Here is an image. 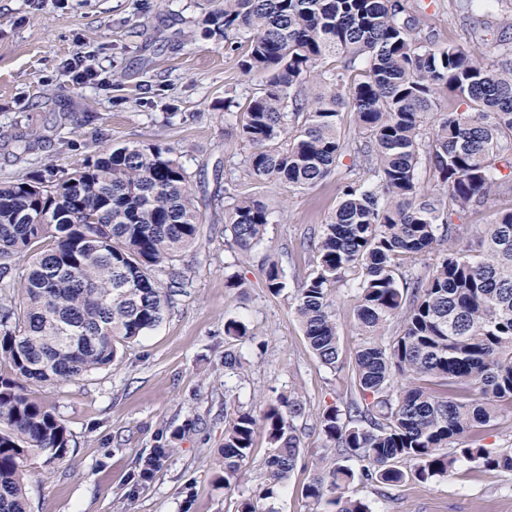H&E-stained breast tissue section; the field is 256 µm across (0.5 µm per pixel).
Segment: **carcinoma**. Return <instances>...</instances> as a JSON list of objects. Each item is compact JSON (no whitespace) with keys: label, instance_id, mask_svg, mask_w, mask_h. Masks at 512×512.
Here are the masks:
<instances>
[{"label":"carcinoma","instance_id":"1","mask_svg":"<svg viewBox=\"0 0 512 512\" xmlns=\"http://www.w3.org/2000/svg\"><path fill=\"white\" fill-rule=\"evenodd\" d=\"M451 2L474 26L486 24L491 0ZM205 24L227 50L245 49L238 66L259 86L243 106L224 99L225 119L240 114L236 135L249 147L252 179L307 190L347 155L373 178L341 183L335 213L310 238L313 266L291 295L321 365L339 361L341 287L355 289L364 337L350 363V401L319 416L330 455L305 487L315 512H372L350 486L399 487L403 463L420 482L461 459L511 472L512 448H448L495 426L499 402L512 400V210L464 247V226L453 222L512 197V16L490 66L414 34L404 0H224ZM442 92L462 111L437 115ZM347 108L355 144L343 131ZM421 169L434 188L422 185ZM231 199L224 233L234 256L246 258L265 239L270 211L252 194ZM201 224L190 175L161 142L89 155L70 172L45 164L0 184V362L10 367L0 372V512H27L30 455L60 460L70 443L30 386L109 366L117 346L157 328L172 293L187 286L173 261L196 247ZM263 283L274 296L287 288L271 254ZM15 286L18 302L1 296ZM394 322L399 331L386 341ZM224 335L234 342L253 333L230 318ZM303 416L297 392L275 389L253 412L224 414L216 477L224 488L239 485L257 434L269 445L262 482L241 495L238 512H278L301 457ZM169 453L154 449L135 483L151 480Z\"/></svg>","mask_w":512,"mask_h":512}]
</instances>
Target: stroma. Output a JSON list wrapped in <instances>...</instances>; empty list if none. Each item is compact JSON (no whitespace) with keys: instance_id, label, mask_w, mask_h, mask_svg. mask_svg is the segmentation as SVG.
I'll return each mask as SVG.
<instances>
[{"instance_id":"obj_1","label":"stroma","mask_w":512,"mask_h":512,"mask_svg":"<svg viewBox=\"0 0 512 512\" xmlns=\"http://www.w3.org/2000/svg\"><path fill=\"white\" fill-rule=\"evenodd\" d=\"M212 7L211 0H0V182L46 163L68 171L86 156L158 141L187 169L207 216L197 247L179 263L189 284L165 320L119 347L111 366L40 388L71 441L62 461L29 457L28 512H237L240 492L262 481L268 444L256 437L239 490L226 491L216 480L224 409H256L275 389L297 391L306 408L298 422L302 455L275 507L312 512L303 490L323 453L316 418L349 399V364L363 343L354 291L336 294L340 360L330 369L312 354L289 298L266 290L260 263L277 253L288 288H297L312 265L301 242L334 213L341 176L288 193L246 175L248 149L224 120V99L245 100L255 85L223 39L206 32ZM407 8L422 35L489 60L494 33H473L449 0H407ZM79 54L94 73L84 82L71 66ZM232 189L271 209L264 242L238 262L224 236ZM232 264L246 290L226 286ZM230 318L253 333L235 345L243 362L235 373L224 369ZM193 418L196 430L172 440ZM158 447L170 456L152 481L134 486L132 473ZM351 493L372 512H512V472L464 463L427 483L407 479L385 496L368 484Z\"/></svg>"}]
</instances>
